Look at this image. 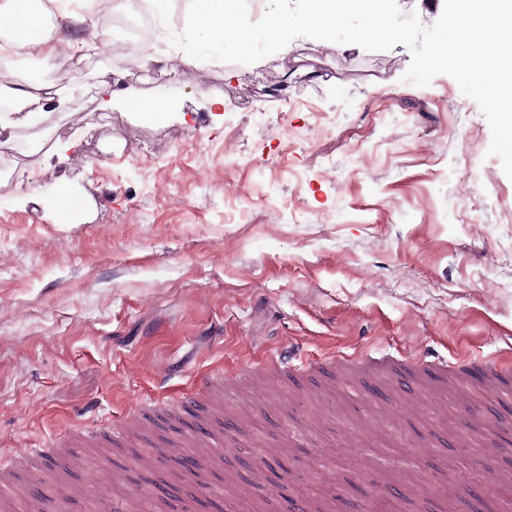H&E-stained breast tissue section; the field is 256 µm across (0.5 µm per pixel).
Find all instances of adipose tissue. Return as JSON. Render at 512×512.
<instances>
[{"mask_svg":"<svg viewBox=\"0 0 512 512\" xmlns=\"http://www.w3.org/2000/svg\"><path fill=\"white\" fill-rule=\"evenodd\" d=\"M11 21L9 48L19 57L48 61L58 55L55 41L44 33L45 9L41 0H0V16ZM10 99L15 113L43 112L54 100L53 87L34 71L21 72L11 85L0 86V99Z\"/></svg>","mask_w":512,"mask_h":512,"instance_id":"adipose-tissue-1","label":"adipose tissue"}]
</instances>
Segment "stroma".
Wrapping results in <instances>:
<instances>
[{"mask_svg":"<svg viewBox=\"0 0 512 512\" xmlns=\"http://www.w3.org/2000/svg\"><path fill=\"white\" fill-rule=\"evenodd\" d=\"M148 66L85 57L80 82L13 131L0 154V460L14 448H64L79 465L59 493L42 464L25 488L57 512H100L101 498H182L168 458L141 470L133 449L191 427H152L126 445L80 442L148 401L163 407L204 376L258 371L279 354L409 351L491 355L512 365V180L488 155L491 131L456 81L405 82L404 45L370 52L310 38L249 65L161 52ZM110 81L165 100L160 114L99 107ZM232 145L234 164L224 160ZM335 179H328V169ZM81 201L59 212V197ZM439 413H407L385 370L250 383L212 395L232 452L213 477L265 473L256 503L224 487L232 512H282L318 496L324 512H505L440 480L512 478V393L475 378L422 383ZM359 442L351 456L322 449ZM277 446V456L265 453ZM331 472V484L320 480Z\"/></svg>","mask_w":512,"mask_h":512,"instance_id":"1","label":"stroma"}]
</instances>
